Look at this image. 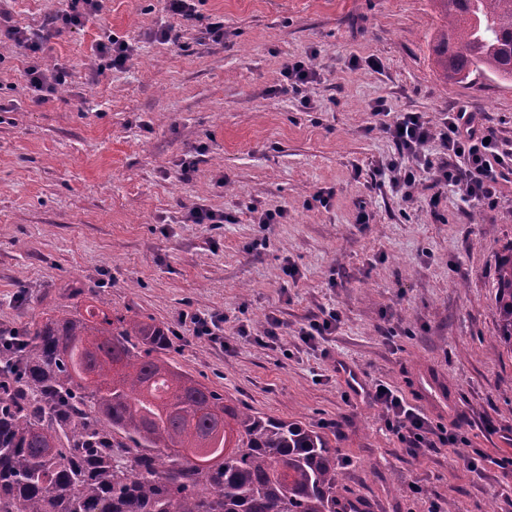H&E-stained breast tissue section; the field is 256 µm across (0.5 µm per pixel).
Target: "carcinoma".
<instances>
[{
    "mask_svg": "<svg viewBox=\"0 0 512 512\" xmlns=\"http://www.w3.org/2000/svg\"><path fill=\"white\" fill-rule=\"evenodd\" d=\"M431 2L444 81L512 80V0ZM493 288L512 353V254ZM168 344L96 305L0 330V512H360L329 437L228 403Z\"/></svg>",
    "mask_w": 512,
    "mask_h": 512,
    "instance_id": "1",
    "label": "carcinoma"
}]
</instances>
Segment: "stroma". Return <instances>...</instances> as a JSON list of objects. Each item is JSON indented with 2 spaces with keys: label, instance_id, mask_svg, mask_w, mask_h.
I'll list each match as a JSON object with an SVG mask.
<instances>
[{
  "label": "stroma",
  "instance_id": "35a3bbf8",
  "mask_svg": "<svg viewBox=\"0 0 512 512\" xmlns=\"http://www.w3.org/2000/svg\"><path fill=\"white\" fill-rule=\"evenodd\" d=\"M60 0H0L40 30ZM224 20L215 42L158 0H104L99 16L52 39L43 66L67 84L37 101L28 61L0 43V329L88 304L165 325L167 357L265 417L334 440L342 483L364 512H512V354L495 348L492 288L512 244V181L494 209L445 187L437 213L391 187L381 131L419 112L433 128L467 109L512 148V83H444L430 0H195ZM180 31L178 44L153 37ZM135 47L100 72L107 35ZM309 59L317 79L283 95L282 65ZM204 146L192 179L177 164ZM332 191L328 206L312 202ZM224 212L186 222L189 207ZM284 206L288 220L258 223ZM370 223L357 221L359 211ZM294 265L297 279L283 268ZM336 310L328 336L300 330ZM215 313L228 345L192 335L182 314ZM284 326L268 340L269 316ZM245 335H238V328ZM398 390L464 443L409 454L371 394ZM489 456L481 473L467 460Z\"/></svg>",
  "mask_w": 512,
  "mask_h": 512
}]
</instances>
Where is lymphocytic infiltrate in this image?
<instances>
[{
	"instance_id": "f902f5d3",
	"label": "lymphocytic infiltrate",
	"mask_w": 512,
	"mask_h": 512,
	"mask_svg": "<svg viewBox=\"0 0 512 512\" xmlns=\"http://www.w3.org/2000/svg\"><path fill=\"white\" fill-rule=\"evenodd\" d=\"M100 0H63L51 18L47 30L32 32L13 25L8 12H0V30L6 38L29 58L26 76L30 89L36 93H51L67 82L63 67L45 69L41 64L51 38L65 29L81 27L85 20L98 14ZM384 132L395 145L397 156L388 163L394 174L395 187L405 197H413L418 172L434 171V186H455L474 207H495L500 198V184L506 172H512V151L502 149L493 129L474 122L472 113L460 110L448 113L441 130H433L417 112L403 113L393 123L384 125ZM439 140L443 156L432 160L423 151L431 140ZM373 400L384 412L385 426L407 452L451 448L460 441L457 431H435L431 423L403 397L385 385H377Z\"/></svg>"
}]
</instances>
